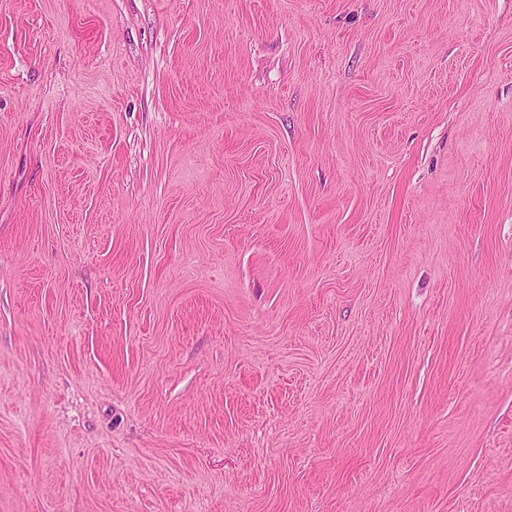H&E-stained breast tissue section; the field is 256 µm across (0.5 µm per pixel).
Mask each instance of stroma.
I'll return each mask as SVG.
<instances>
[{
    "mask_svg": "<svg viewBox=\"0 0 512 512\" xmlns=\"http://www.w3.org/2000/svg\"><path fill=\"white\" fill-rule=\"evenodd\" d=\"M0 512H512V0H0Z\"/></svg>",
    "mask_w": 512,
    "mask_h": 512,
    "instance_id": "1",
    "label": "stroma"
}]
</instances>
